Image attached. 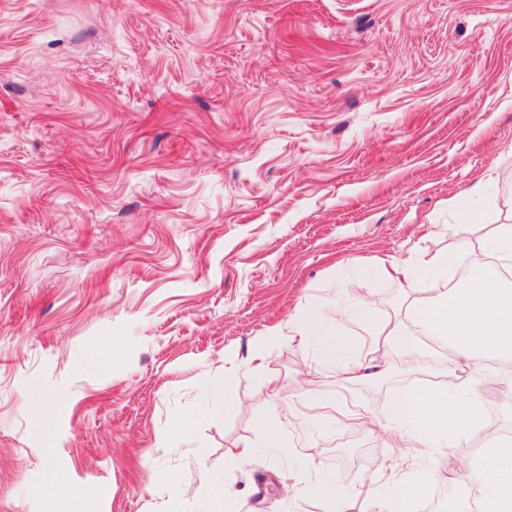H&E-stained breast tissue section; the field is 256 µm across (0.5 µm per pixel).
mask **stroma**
Masks as SVG:
<instances>
[{"mask_svg": "<svg viewBox=\"0 0 512 512\" xmlns=\"http://www.w3.org/2000/svg\"><path fill=\"white\" fill-rule=\"evenodd\" d=\"M477 185L496 208L455 209ZM503 223L512 0H0V512H45L54 473L76 512H165L209 472L238 512H325L288 490L319 472L357 512L394 451L352 412L451 354L385 347L351 386L266 334L309 303L406 318L427 283L359 266Z\"/></svg>", "mask_w": 512, "mask_h": 512, "instance_id": "stroma-1", "label": "stroma"}]
</instances>
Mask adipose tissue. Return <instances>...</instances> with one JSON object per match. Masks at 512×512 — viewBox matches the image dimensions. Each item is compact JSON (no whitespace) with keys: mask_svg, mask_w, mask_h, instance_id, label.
<instances>
[{"mask_svg":"<svg viewBox=\"0 0 512 512\" xmlns=\"http://www.w3.org/2000/svg\"><path fill=\"white\" fill-rule=\"evenodd\" d=\"M470 257L474 273L452 281L457 256ZM488 266L512 270V224L496 225L480 246L461 241L455 253L425 251L408 268L411 276L439 282L435 300L410 309L419 334L408 332L402 322L375 325L366 301L336 310V326L324 325L316 304H308L294 332L300 343H314L320 356L339 364L341 379L357 384L371 378L379 363L381 347L414 346L425 334L448 344L459 362L450 368L451 379L434 390H415L393 399L384 417L359 412L372 433L388 447L404 449V456L389 463V470L412 468L441 444L456 445L476 429L485 430V444L468 466L464 499L478 504L480 512H512V447L499 432L487 429V400L479 385L487 373L488 359L512 356V288L499 275L485 274ZM353 324L367 334L365 343L344 332ZM424 478L394 485L390 498L367 492L362 512H412Z\"/></svg>","mask_w":512,"mask_h":512,"instance_id":"1","label":"adipose tissue"}]
</instances>
